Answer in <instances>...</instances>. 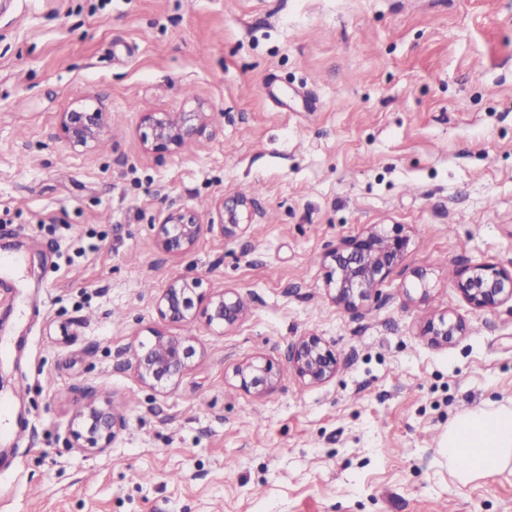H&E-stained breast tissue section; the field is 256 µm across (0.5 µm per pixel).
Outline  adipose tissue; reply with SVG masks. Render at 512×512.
I'll list each match as a JSON object with an SVG mask.
<instances>
[{"label": "adipose tissue", "mask_w": 512, "mask_h": 512, "mask_svg": "<svg viewBox=\"0 0 512 512\" xmlns=\"http://www.w3.org/2000/svg\"><path fill=\"white\" fill-rule=\"evenodd\" d=\"M443 446L452 473L460 482L501 472L512 464V407L465 412L449 423Z\"/></svg>", "instance_id": "1"}]
</instances>
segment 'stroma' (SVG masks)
<instances>
[{
  "label": "stroma",
  "instance_id": "1",
  "mask_svg": "<svg viewBox=\"0 0 512 512\" xmlns=\"http://www.w3.org/2000/svg\"><path fill=\"white\" fill-rule=\"evenodd\" d=\"M81 102L107 118L90 151L59 129ZM198 106L210 138L145 148L148 113ZM234 195L252 207L228 238L214 204ZM173 207L205 224L182 255L155 240ZM395 224L400 265L358 312L333 304L325 252ZM0 254V512H512V466L463 484L441 446L459 413L512 404V306L454 284L512 260V0H11ZM183 277L247 315L162 320ZM439 315L466 324L445 347L422 334ZM155 330L198 353L162 392L130 366ZM307 334L334 378L284 366L264 396L233 387L237 364L284 365ZM91 393L126 419L97 454L65 445Z\"/></svg>",
  "mask_w": 512,
  "mask_h": 512
}]
</instances>
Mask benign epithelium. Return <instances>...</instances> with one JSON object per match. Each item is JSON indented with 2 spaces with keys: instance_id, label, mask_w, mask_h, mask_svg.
I'll return each instance as SVG.
<instances>
[{
  "instance_id": "7a95c632",
  "label": "benign epithelium",
  "mask_w": 512,
  "mask_h": 512,
  "mask_svg": "<svg viewBox=\"0 0 512 512\" xmlns=\"http://www.w3.org/2000/svg\"><path fill=\"white\" fill-rule=\"evenodd\" d=\"M150 134L144 136L156 152L179 147L189 140L210 135L207 113L190 111L173 121L165 112H152L144 119ZM106 126L99 109L83 105L61 113L60 127L71 147H92ZM244 201H219L222 233L235 237L246 225L240 223L239 207ZM204 228L197 213L181 207L171 208L158 224L156 244L168 254H184L192 249ZM410 238L400 225L385 231L373 225L355 237L340 240L326 253L325 285L332 301L347 310H355L368 300L377 287L393 272L408 248ZM456 286L472 306L484 309L512 303V260L509 265L486 261L467 265L457 273ZM157 311L170 323L180 324L204 319L214 328L236 326L247 313L242 297L232 289L206 291L199 278H181L163 289ZM464 332L461 320L443 316L429 320L422 331L435 346H446ZM153 341L141 348L133 364L139 380L164 391L177 384L195 366L196 348L190 336H166L152 332ZM288 368L305 385H320L336 375V352L321 337L302 336L288 348ZM281 376L280 365L270 359L250 360L234 370L235 386L246 393L262 396L273 391ZM126 428L124 416L114 407L111 397L92 396L73 414L68 431V446L83 453L101 452L115 442Z\"/></svg>"
}]
</instances>
